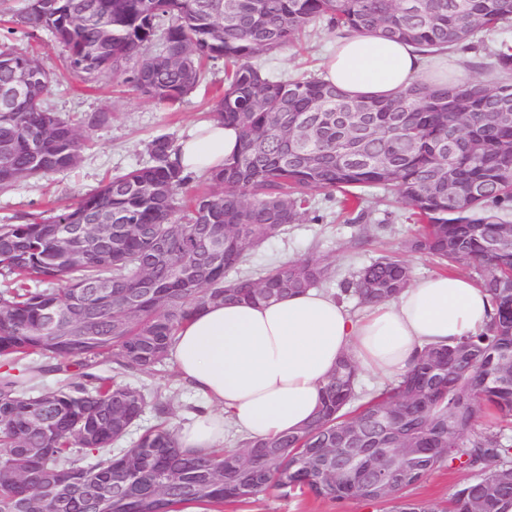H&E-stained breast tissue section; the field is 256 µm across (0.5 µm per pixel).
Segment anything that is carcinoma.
<instances>
[{
    "instance_id": "carcinoma-1",
    "label": "carcinoma",
    "mask_w": 512,
    "mask_h": 512,
    "mask_svg": "<svg viewBox=\"0 0 512 512\" xmlns=\"http://www.w3.org/2000/svg\"><path fill=\"white\" fill-rule=\"evenodd\" d=\"M11 23L46 30L64 48L62 71L84 83L118 77L140 96L173 106L224 60L213 118L235 124L239 151L198 176L181 168L166 135L148 160L52 216L0 224V512H224L278 490L336 502L391 504L390 512H512V43L478 64L495 80L432 89L414 82L391 98L351 97L317 76L269 77L257 62L316 23L339 37L376 34L427 57L512 27V0H24ZM25 71L26 96L0 98V190L73 169L83 131L46 105L58 74L0 43V87ZM204 189L189 200L180 189ZM371 187L393 190L416 224L414 252L441 270L472 266L494 313L485 328L420 349L408 370L359 395V370L341 360L308 427L266 441L237 440L205 457L178 446L173 409L159 391L125 378L166 363L196 310L268 301L319 288L323 258L243 270L254 250L312 212L313 195L341 194L340 217ZM94 225L76 259L61 227ZM196 267L184 285L177 271ZM413 278L385 255L345 282L344 295L375 305ZM112 365V375L97 370ZM52 372L59 385L38 391ZM159 422L116 448L146 411ZM494 421L477 427L480 412ZM364 448L356 464L339 449ZM384 448H428L410 464L389 459L402 504L377 492L370 469ZM464 470L445 509L409 496L433 471Z\"/></svg>"
}]
</instances>
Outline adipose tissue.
Listing matches in <instances>:
<instances>
[{
	"label": "adipose tissue",
	"mask_w": 512,
	"mask_h": 512,
	"mask_svg": "<svg viewBox=\"0 0 512 512\" xmlns=\"http://www.w3.org/2000/svg\"><path fill=\"white\" fill-rule=\"evenodd\" d=\"M435 69L408 45L351 35L337 39L325 79L351 96H389ZM239 148L235 126L210 121L180 144L178 157L184 171L202 172L222 168ZM492 311L482 289L457 274L415 278L358 315L315 288L266 303L207 305L172 351L181 377L210 405L179 430V443L206 453L231 431L251 439L295 431L311 419L342 357L390 380L422 347L482 330Z\"/></svg>",
	"instance_id": "1"
}]
</instances>
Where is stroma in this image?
<instances>
[{
	"mask_svg": "<svg viewBox=\"0 0 512 512\" xmlns=\"http://www.w3.org/2000/svg\"><path fill=\"white\" fill-rule=\"evenodd\" d=\"M7 37L10 45L20 51L39 55L44 65L60 71L62 50L45 32L30 38L23 33L8 34L0 24V37ZM336 36L319 29L311 33L301 45L287 47L262 56L261 61L270 72L293 75L324 72V61ZM224 63L210 64L205 82L188 95L179 107L171 109L147 100L130 88L109 79L85 84L62 74L60 84L50 98V104L62 118L80 120L94 112L107 113L105 123L87 128L90 147L76 169L49 177L23 182L9 191L0 192V224L15 222L17 217L50 208H62L79 196L95 190L107 178L117 177L147 159L143 151L146 141L158 135L169 136L174 143L187 139L195 127L210 118L214 90L222 85ZM318 220H305L289 225L285 234L270 238L254 251L247 266L254 274H263L272 263L281 264L307 254L329 258L336 270L325 288L339 294L341 284L364 265L379 255L389 253L404 258L414 276H429L439 271L435 262L422 254L407 250L406 241L414 230L405 204L386 200L379 190H369L367 204L372 211L368 232L369 244L357 248L351 242L355 229L334 220L336 200L317 195ZM131 384L161 388L171 398L174 415L172 424L181 427L193 417L190 404L205 405L200 393H185L175 364H167L153 375L132 376ZM224 512H384L383 508L361 502L336 503L309 496H287L279 491L261 494L244 505L226 506Z\"/></svg>",
	"mask_w": 512,
	"mask_h": 512,
	"instance_id": "1",
	"label": "stroma"
}]
</instances>
